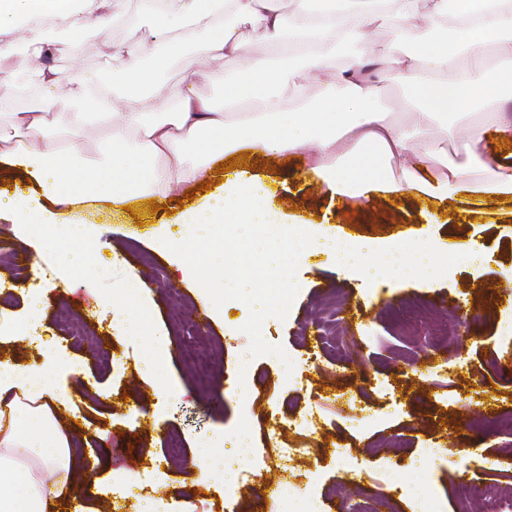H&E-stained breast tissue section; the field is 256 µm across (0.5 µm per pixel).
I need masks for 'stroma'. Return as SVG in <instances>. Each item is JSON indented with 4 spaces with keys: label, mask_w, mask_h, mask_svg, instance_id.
<instances>
[{
    "label": "stroma",
    "mask_w": 512,
    "mask_h": 512,
    "mask_svg": "<svg viewBox=\"0 0 512 512\" xmlns=\"http://www.w3.org/2000/svg\"><path fill=\"white\" fill-rule=\"evenodd\" d=\"M226 158L234 162L233 173L258 177L271 212L381 242L425 239L444 247L472 238L484 259L460 264L436 281H386L374 288L347 274L329 253H311L298 265L300 291L287 318L267 319L262 328L267 342L288 353L293 368L287 374L277 356L249 358L250 338L242 330L247 305L211 315L196 281L183 278L169 255L156 249L157 221H167L171 239L183 237L185 190L168 196L158 212L151 211L146 194L133 196L121 212L103 203L84 205L85 219L99 235L94 250L73 259L16 232L10 200L39 189L23 170L0 163V286L7 291L0 298V322L25 319L29 288L45 289L37 322L41 342L1 332L0 361L37 364L43 340L51 337L63 347L72 362L61 377L72 399L70 411L60 415L73 439L69 454L81 463L94 455L101 460L91 505L97 512H134L133 500L119 502L112 494L113 476L134 472L153 478L154 496L191 504L193 512H226L224 486L205 478L200 446L244 426L255 436L262 465L241 463L246 479L236 512H286L275 494L284 482L304 498L322 496V512H367L378 502L386 512H425L430 504L437 512H483L478 497L463 499L464 488L496 482L511 491L512 433L490 428L483 417L512 409V379L497 376L500 365L512 364V340L503 336L512 322V193L435 200L418 193L395 197L374 186L359 203H343L304 173L299 156L240 147ZM223 159L209 156L205 162L216 170ZM87 264L113 274L88 278ZM129 271L147 284L150 321L136 338L113 329L108 303ZM331 295L346 302L337 339L348 348L347 366L333 362L325 349L316 362L305 360V331ZM425 305L454 324L448 344L457 348L461 367L447 383L427 369L432 328L421 311ZM204 321L215 354L207 376L193 373L184 358L185 344ZM158 341L169 375L165 386L141 363L147 345ZM310 406L320 417L315 434L290 424ZM132 418L138 421L133 430ZM100 430L107 440H97ZM272 431L283 446L296 449L289 464L267 449ZM172 435L182 445L177 456L166 452ZM430 442L440 452L425 463L422 452Z\"/></svg>",
    "instance_id": "stroma-1"
}]
</instances>
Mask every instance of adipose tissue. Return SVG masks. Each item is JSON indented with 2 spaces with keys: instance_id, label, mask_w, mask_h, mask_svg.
Segmentation results:
<instances>
[{
  "instance_id": "obj_1",
  "label": "adipose tissue",
  "mask_w": 512,
  "mask_h": 512,
  "mask_svg": "<svg viewBox=\"0 0 512 512\" xmlns=\"http://www.w3.org/2000/svg\"><path fill=\"white\" fill-rule=\"evenodd\" d=\"M144 13L163 23L138 40H112V0H0V82L22 72L17 48L32 62L26 72L44 90L42 107L13 115L25 136L0 134V152L11 166L36 180L47 200L34 208L17 198V223L52 224L60 248L86 230L62 212L97 198L113 209L133 191L166 195L173 186L208 179V168L186 148L205 143L211 151L247 145L267 153H301L308 172L320 176L331 195L355 202L377 181L399 196L414 192L438 198L452 193L491 194L512 187V172L489 159L490 131L512 133V0H293L284 18L277 0H139ZM389 32L387 49L371 38L375 22ZM248 25L277 51L248 55L240 28ZM183 32L203 55L242 59L243 75H228L222 106L198 98L197 86L212 72H181L183 92L170 101L156 86L159 70L180 52ZM95 35L107 54L127 60L132 86L154 91L157 108L142 111L136 96L85 77L80 63L60 75L45 59ZM345 63L319 99L309 86L329 69L336 53ZM391 65L406 100L409 123L372 108L375 97L366 69ZM481 112L454 142L424 139L443 119ZM105 134V159L84 162L81 130ZM66 363L57 353L28 368L0 363V512H47L50 504L86 497L89 466H76L59 412L70 396L58 376Z\"/></svg>"
}]
</instances>
